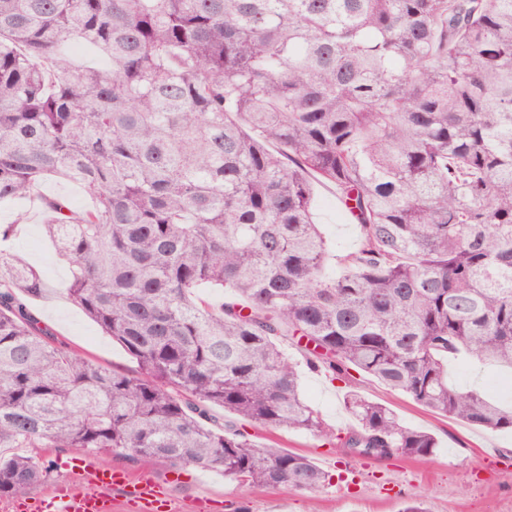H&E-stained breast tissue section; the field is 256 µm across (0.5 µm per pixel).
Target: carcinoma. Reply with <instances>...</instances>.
I'll return each mask as SVG.
<instances>
[{"label": "carcinoma", "mask_w": 512, "mask_h": 512, "mask_svg": "<svg viewBox=\"0 0 512 512\" xmlns=\"http://www.w3.org/2000/svg\"><path fill=\"white\" fill-rule=\"evenodd\" d=\"M70 39L108 67L75 65ZM50 176L93 199H41L68 296L139 371L55 345L26 304L47 285L0 225V448L24 449L0 457V497L44 481L41 448L330 484L214 407L353 458L433 455L355 389L356 425L328 426L279 337L333 380L512 431V403L446 365L512 369V0H0V203ZM314 177L358 226L338 275Z\"/></svg>", "instance_id": "obj_1"}]
</instances>
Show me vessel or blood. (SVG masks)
<instances>
[{"instance_id":"obj_1","label":"vessel or blood","mask_w":512,"mask_h":512,"mask_svg":"<svg viewBox=\"0 0 512 512\" xmlns=\"http://www.w3.org/2000/svg\"><path fill=\"white\" fill-rule=\"evenodd\" d=\"M71 469L83 471L91 489L87 492L74 490L23 504V512H111L112 492L124 493L129 512H170L171 503L162 485L132 479L122 470L96 465L91 456L71 459Z\"/></svg>"}]
</instances>
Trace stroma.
Returning a JSON list of instances; mask_svg holds the SVG:
<instances>
[{"mask_svg": "<svg viewBox=\"0 0 512 512\" xmlns=\"http://www.w3.org/2000/svg\"><path fill=\"white\" fill-rule=\"evenodd\" d=\"M42 195L66 197L78 209L92 204L79 185L58 177L43 180L33 196L0 203V225L18 226L12 239L13 253L37 269L49 287L45 297L30 301V308L63 348L108 369L138 372L136 360L68 299L69 268L57 258L43 231L49 217L38 202ZM312 216L332 254L354 249L357 229L338 204L333 185L314 182ZM300 374L305 398L324 421L337 430L352 427L354 419L343 402L344 383L305 367ZM448 377L455 386L482 389L512 403L511 371L480 370L458 358L449 361ZM358 389L369 401L392 409L405 425L432 433L438 442L436 452L425 458L350 459L313 434L246 425L252 440L307 456L331 473L330 485L314 493L242 487L223 473L192 467L183 469L176 481L173 466L162 461L128 463L104 453L97 455L96 461L164 484L174 512H200L204 505L212 512H401L404 503L414 499L423 502L426 512H512V432H491L463 423L376 381L361 382ZM81 454L78 448L44 449L42 462L48 474L44 482L26 489V496L46 499L62 485L88 490L82 476L66 467L67 461Z\"/></svg>", "mask_w": 512, "mask_h": 512, "instance_id": "obj_1", "label": "stroma"}]
</instances>
